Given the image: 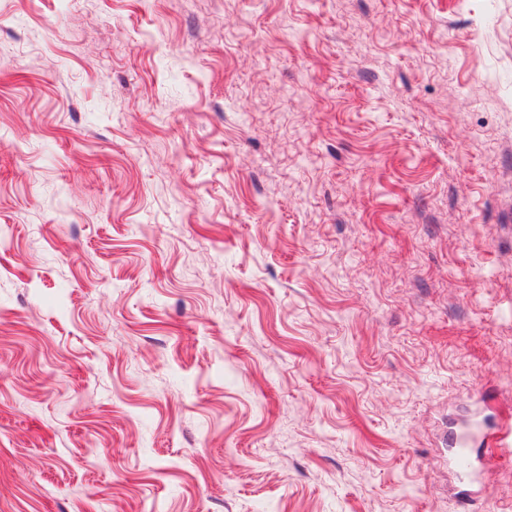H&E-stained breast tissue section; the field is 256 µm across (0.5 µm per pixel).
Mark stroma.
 <instances>
[{
	"mask_svg": "<svg viewBox=\"0 0 512 512\" xmlns=\"http://www.w3.org/2000/svg\"><path fill=\"white\" fill-rule=\"evenodd\" d=\"M0 228V512H512V0H0ZM448 451V464L460 480L463 487L474 488L475 477L483 471L484 466L473 455L472 448L468 443L458 442L457 439H451ZM458 447V448H456Z\"/></svg>",
	"mask_w": 512,
	"mask_h": 512,
	"instance_id": "35a3bbf8",
	"label": "stroma"
}]
</instances>
